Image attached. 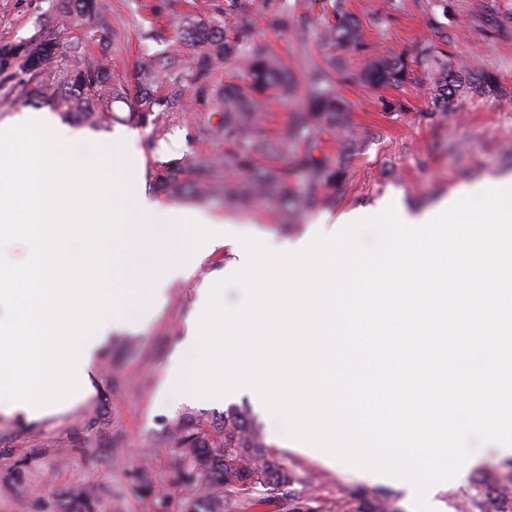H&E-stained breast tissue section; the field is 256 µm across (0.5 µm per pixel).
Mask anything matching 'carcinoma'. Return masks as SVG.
Here are the masks:
<instances>
[{
	"label": "carcinoma",
	"instance_id": "cac0c4a2",
	"mask_svg": "<svg viewBox=\"0 0 512 512\" xmlns=\"http://www.w3.org/2000/svg\"><path fill=\"white\" fill-rule=\"evenodd\" d=\"M71 12L106 35L109 25L103 17L100 0H67ZM334 22L321 29L330 45L342 43L355 51L364 44L358 40L357 25L345 10L342 0H331ZM258 15L267 17L271 27L286 31L292 23L288 4L274 7L273 0H257ZM241 25L229 12L222 24L212 28L187 23L178 28L180 44L192 43L194 51H180L141 62L136 73L139 93L137 116L144 125L156 123L155 109L174 112L179 109L188 82L205 92V80L215 63L231 59L241 63L242 84L224 88V106L219 123L224 132V150L202 154L164 165L156 175L164 186L190 190L211 198L229 184L224 171L235 169L241 175L238 189L248 195L265 196L278 211L296 214L319 206L336 204V194L344 187L354 147L334 157L326 152L325 134L344 131V139L355 142L346 133V108L336 87L359 79V75L332 56L323 66L309 69L305 75L306 105L295 111L283 134L275 139L262 136L253 108L268 92L288 100L294 91L288 75L267 46L248 42L239 35ZM81 56L84 63L70 65V58ZM412 69L404 57L376 59L364 74L371 82L400 85L411 80ZM478 87L497 88L491 72L475 71ZM469 71L448 70L432 86L435 107L450 110L469 84ZM159 75L171 81L167 96L154 95L153 83ZM0 88L33 99L48 98L55 109L92 125L111 117L107 109L113 101L127 96L124 82L112 75L105 53H97L82 42L59 44L51 39L18 41L0 50ZM287 158L286 164L267 173L258 169L260 154ZM171 448L177 478L192 488L181 512H224V492L230 485H290L294 478L265 452L263 430L237 411H227L221 423L206 427L192 416L183 417L163 438ZM349 512H397L386 496L378 497L364 489L351 493ZM310 497L293 496L277 504L274 512H315ZM62 512H94V491L72 489L66 493Z\"/></svg>",
	"mask_w": 512,
	"mask_h": 512
}]
</instances>
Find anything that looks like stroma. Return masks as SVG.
<instances>
[{
  "label": "stroma",
  "mask_w": 512,
  "mask_h": 512,
  "mask_svg": "<svg viewBox=\"0 0 512 512\" xmlns=\"http://www.w3.org/2000/svg\"><path fill=\"white\" fill-rule=\"evenodd\" d=\"M252 0H107L111 64L124 74L137 61L165 55L176 47L182 22L210 26L231 10L254 41L268 45L294 77L324 64L333 48L323 43L320 9L307 23L278 33L256 17ZM366 44L363 52L343 50L348 66L362 72L376 57H398L426 47L430 56L455 66L476 63L497 72L504 94L469 91L453 109L441 112L432 99L434 73L416 67L412 83L372 86L358 81L338 86L348 119L360 144L351 161V181L335 207L303 212L293 228H283L269 206L253 201L243 207L216 199L179 196L159 186L161 167L154 146L177 137L172 159L184 160L222 150L217 135L220 105L214 98L187 90L183 110L167 113L164 126L141 125L133 101L113 102L121 127L139 129L146 153L142 177L165 205L236 220L243 235L280 242L304 236L313 222L335 220L356 210L394 206L423 213L453 195L470 194L485 180L512 174V0H346ZM89 40L90 32L64 12L60 0H0V48L19 40ZM194 283L176 281L167 289L163 309L129 332L112 334L94 360L95 394L72 407L27 420L0 412V512H59L65 490L94 489L98 512H156L168 498L179 512L189 497L171 469L162 437L183 414L216 418L233 409L262 425L271 457L297 477L295 491H306L319 512H346L345 491L360 480L343 462L284 448L279 422L257 411L243 390L223 402L164 395L163 386L180 352L195 310ZM472 465L457 484L435 496L442 512H462L472 499L487 512L495 507L499 474L512 465V454L486 455L473 444ZM148 473L151 484L139 489Z\"/></svg>",
  "instance_id": "1"
}]
</instances>
